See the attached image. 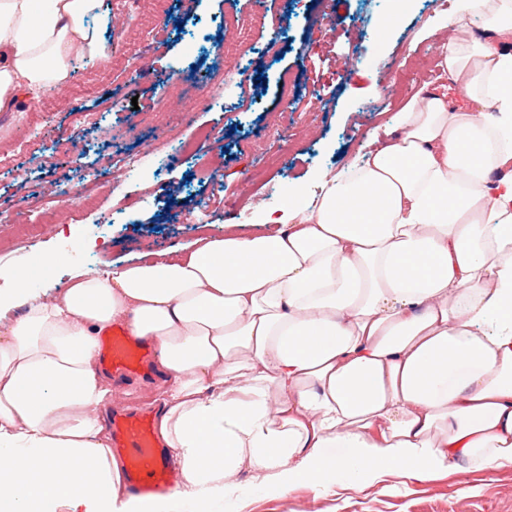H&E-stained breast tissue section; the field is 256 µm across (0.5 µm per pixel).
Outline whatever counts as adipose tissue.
<instances>
[{
	"label": "adipose tissue",
	"mask_w": 512,
	"mask_h": 512,
	"mask_svg": "<svg viewBox=\"0 0 512 512\" xmlns=\"http://www.w3.org/2000/svg\"><path fill=\"white\" fill-rule=\"evenodd\" d=\"M101 6L0 0V111L61 87L71 55L104 58ZM447 26L449 87L422 86L363 165L294 184L258 231L203 229L40 301L42 269H0V512H179L245 472L317 500L512 472V0H454ZM116 325L155 349L167 496L129 493L104 432Z\"/></svg>",
	"instance_id": "adipose-tissue-1"
}]
</instances>
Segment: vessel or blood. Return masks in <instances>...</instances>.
Segmentation results:
<instances>
[{"instance_id":"obj_1","label":"vessel or blood","mask_w":512,"mask_h":512,"mask_svg":"<svg viewBox=\"0 0 512 512\" xmlns=\"http://www.w3.org/2000/svg\"><path fill=\"white\" fill-rule=\"evenodd\" d=\"M148 357V349L121 326L114 327L103 344V363L116 374L144 368ZM112 445L127 459L128 486L135 495L151 497L174 485L175 476L147 416L131 413L114 417Z\"/></svg>"}]
</instances>
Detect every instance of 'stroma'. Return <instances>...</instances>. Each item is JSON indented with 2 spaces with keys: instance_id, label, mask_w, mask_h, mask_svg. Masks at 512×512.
<instances>
[{
  "instance_id": "35a3bbf8",
  "label": "stroma",
  "mask_w": 512,
  "mask_h": 512,
  "mask_svg": "<svg viewBox=\"0 0 512 512\" xmlns=\"http://www.w3.org/2000/svg\"><path fill=\"white\" fill-rule=\"evenodd\" d=\"M103 7L111 13L106 58H71L62 91L0 112V267L79 245L39 289L43 298L66 287L72 269L183 248L201 224L217 232L255 223L294 183L361 162L385 113L435 83L448 40L441 0H406L402 8L394 0H266L261 26L253 0H166L161 10L141 0L131 19L114 0ZM392 12L397 22L376 38ZM227 16L252 27L262 53L231 45L221 25ZM202 71L223 87L212 107L201 104ZM283 72L293 78L287 101L278 90ZM200 133L198 149L169 160L170 149ZM247 138L264 139L269 157L241 153ZM93 173L111 175L121 191L76 215L42 209L59 184ZM153 377H113V413L152 410ZM240 482L242 500L206 512H512V473L388 480L336 489L318 504L302 488L280 495L247 474Z\"/></svg>"
}]
</instances>
